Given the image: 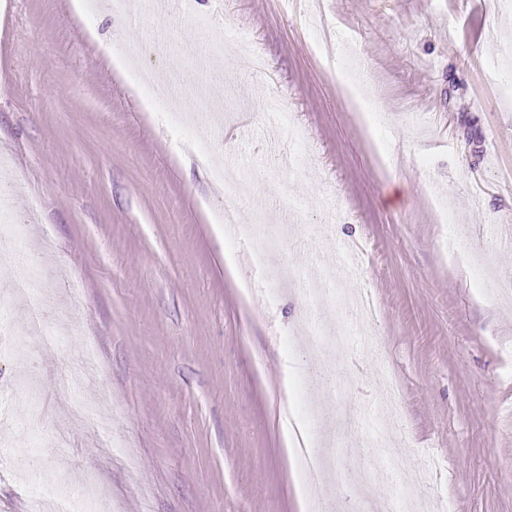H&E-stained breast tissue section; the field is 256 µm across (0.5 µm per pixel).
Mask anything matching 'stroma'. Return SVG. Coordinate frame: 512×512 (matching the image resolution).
Returning a JSON list of instances; mask_svg holds the SVG:
<instances>
[{"mask_svg": "<svg viewBox=\"0 0 512 512\" xmlns=\"http://www.w3.org/2000/svg\"><path fill=\"white\" fill-rule=\"evenodd\" d=\"M154 2L89 18L77 0H0V186L32 262L63 266L83 293L75 309L48 290V320L71 325L55 346H40L28 304L11 312L31 346L0 356V388L45 441L0 436L17 463L0 469V512H35L26 467L63 478L61 496L92 485L94 512H304L284 425L294 378L328 460L315 480L329 512H360L359 476L376 498L512 512V298L477 290L478 269L512 277V248L490 241L512 234V17L495 0H322L353 50L329 60L312 0ZM211 13L264 73L241 52L205 53L197 19ZM116 41L155 94L175 81L185 106L220 112L212 160L252 179L250 202L213 194L113 61ZM272 97L304 144L266 112ZM230 205L241 229L278 236L268 267L301 272L275 296L245 289L249 257L213 220ZM350 252L376 311L370 346L348 293L322 301L302 278ZM323 325L346 336L320 376L297 346ZM84 345L99 372L74 391L65 356ZM390 384L402 454L426 475L411 485L374 445ZM80 401L110 417L112 447L74 423Z\"/></svg>", "mask_w": 512, "mask_h": 512, "instance_id": "obj_1", "label": "stroma"}]
</instances>
